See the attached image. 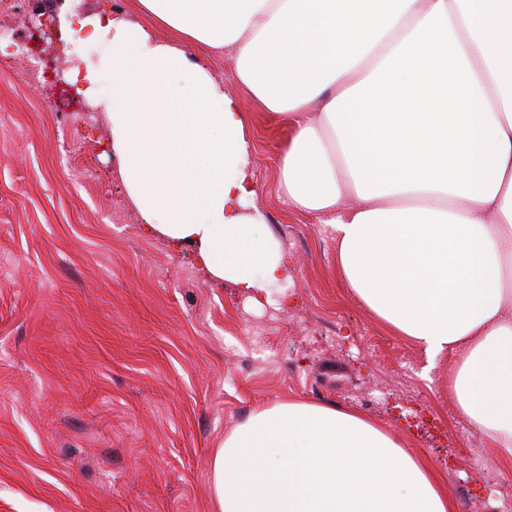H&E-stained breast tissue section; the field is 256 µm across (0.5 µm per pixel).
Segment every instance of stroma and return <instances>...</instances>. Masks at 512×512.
I'll list each match as a JSON object with an SVG mask.
<instances>
[{
	"instance_id": "obj_1",
	"label": "stroma",
	"mask_w": 512,
	"mask_h": 512,
	"mask_svg": "<svg viewBox=\"0 0 512 512\" xmlns=\"http://www.w3.org/2000/svg\"><path fill=\"white\" fill-rule=\"evenodd\" d=\"M0 15V512H215L210 461L256 410L362 413L442 474L456 512L512 500V474L459 421L451 353L428 363L344 285L332 225L284 201L289 128L234 80L258 194L291 279L254 300L155 235L118 175L104 111L66 74L68 18ZM73 117L59 123L56 109ZM430 374H423V367Z\"/></svg>"
}]
</instances>
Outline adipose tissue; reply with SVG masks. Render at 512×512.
<instances>
[{
    "mask_svg": "<svg viewBox=\"0 0 512 512\" xmlns=\"http://www.w3.org/2000/svg\"><path fill=\"white\" fill-rule=\"evenodd\" d=\"M172 38L93 12L71 81L98 98L154 234L261 296L288 263L260 208L246 120L209 69L285 121L279 187L328 218L349 292L428 359L455 354L458 417L512 471V0H138ZM356 201L341 209L343 197ZM216 512H455L444 478L363 415L253 413L211 460Z\"/></svg>",
    "mask_w": 512,
    "mask_h": 512,
    "instance_id": "adipose-tissue-1",
    "label": "adipose tissue"
}]
</instances>
